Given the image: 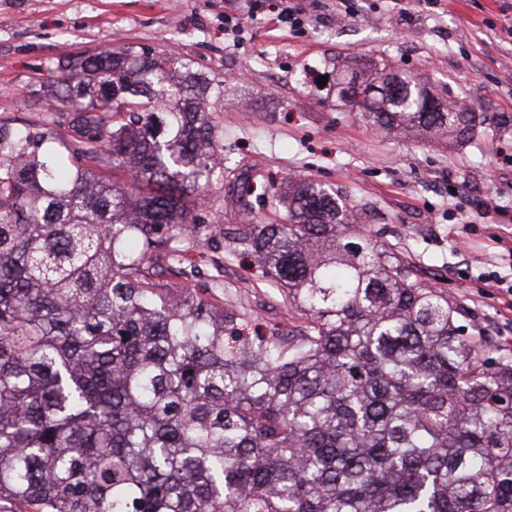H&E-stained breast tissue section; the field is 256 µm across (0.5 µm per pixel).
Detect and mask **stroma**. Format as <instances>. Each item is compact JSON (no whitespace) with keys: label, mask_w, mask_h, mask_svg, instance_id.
Segmentation results:
<instances>
[{"label":"stroma","mask_w":512,"mask_h":512,"mask_svg":"<svg viewBox=\"0 0 512 512\" xmlns=\"http://www.w3.org/2000/svg\"><path fill=\"white\" fill-rule=\"evenodd\" d=\"M0 0V117L40 120L62 66L132 48L196 60L223 82L208 106L219 118L218 156L269 181L307 179L367 211L379 240L411 255L429 284L469 312V330L512 357V139L477 127L465 144L414 140L372 126L336 92L341 62L386 59L430 76L440 97L477 113L512 114V0ZM292 9L300 26L268 25ZM244 18L242 28L225 15ZM326 85H319L318 77ZM194 215L206 230L186 242L181 271L161 278L223 301L246 333L304 320L258 288L247 255L226 258L240 224L271 220L257 195L211 184ZM500 287L483 284L487 274Z\"/></svg>","instance_id":"stroma-1"}]
</instances>
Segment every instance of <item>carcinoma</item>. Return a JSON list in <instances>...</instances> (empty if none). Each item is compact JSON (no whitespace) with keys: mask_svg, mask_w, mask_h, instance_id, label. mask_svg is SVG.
<instances>
[{"mask_svg":"<svg viewBox=\"0 0 512 512\" xmlns=\"http://www.w3.org/2000/svg\"><path fill=\"white\" fill-rule=\"evenodd\" d=\"M195 62L68 63L47 117L0 118V502L31 512H512V361L323 186L264 184L232 237L306 316L245 335L156 279L199 237L218 124ZM396 134L477 116L386 59L347 96ZM500 137L512 116H490ZM124 171L122 184L111 180Z\"/></svg>","mask_w":512,"mask_h":512,"instance_id":"carcinoma-1","label":"carcinoma"}]
</instances>
